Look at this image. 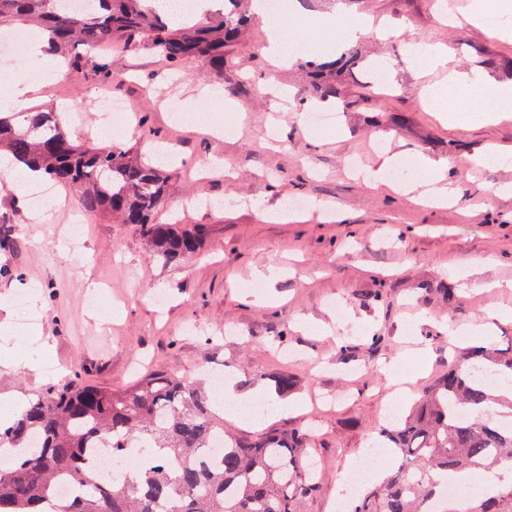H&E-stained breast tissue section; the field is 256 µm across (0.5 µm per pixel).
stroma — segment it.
I'll use <instances>...</instances> for the list:
<instances>
[{
    "instance_id": "35a3bbf8",
    "label": "stroma",
    "mask_w": 512,
    "mask_h": 512,
    "mask_svg": "<svg viewBox=\"0 0 512 512\" xmlns=\"http://www.w3.org/2000/svg\"><path fill=\"white\" fill-rule=\"evenodd\" d=\"M479 0H288V28L297 38L319 40L325 21L367 14L405 31L404 38L366 36L338 43L355 51L358 67L336 76L339 96L329 110L338 126L310 133L305 113L318 101L300 64L271 71L265 58V25L253 17L244 39L224 52L223 70L206 59L185 60L170 72L146 47L111 53L112 91L133 109L135 121L115 141L138 149L156 145L173 153L166 167L173 204L189 197L204 208L181 211L184 228L203 225L200 250L168 264L148 249L139 229L105 214H80L82 236L68 234L76 193L55 189L32 223L13 193L0 189V356L15 362L46 358L57 366L40 377L0 367V396L68 380L120 391L151 372L190 374L228 370L239 391H273V376L295 377L292 401L300 411L268 413L264 426L242 419L229 425L245 435L297 428L311 436L320 472L302 512H332L348 467L384 422L391 378H412L414 395L448 370L453 343L447 332L419 323L427 313L455 324L475 322L489 309H512V161L476 164L494 145L512 146V119L473 128H449L424 109L418 92L445 77L414 56L413 46L443 43L450 67L484 72L512 84V45L461 18ZM456 23H438V9ZM498 59L490 67L488 59ZM388 69L379 86L372 62ZM38 108L81 114L70 126L74 140L89 137L92 98L101 82L91 70L43 80ZM169 88L178 106L200 122H174L155 90ZM393 168H381L385 153ZM223 157L224 173L195 175L192 166ZM447 164L456 196L445 207L415 205L390 189L373 191L358 168L393 171L403 180H426L417 163ZM303 199L327 206L332 219ZM479 259L467 278L461 260ZM281 269L275 284L259 279ZM455 291L447 301L444 289ZM29 290L25 305L15 303ZM110 296L98 311L94 293ZM328 325V332L298 327L299 318ZM377 335L370 344L369 335Z\"/></svg>"
}]
</instances>
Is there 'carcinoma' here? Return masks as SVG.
Masks as SVG:
<instances>
[{
	"instance_id": "obj_1",
	"label": "carcinoma",
	"mask_w": 512,
	"mask_h": 512,
	"mask_svg": "<svg viewBox=\"0 0 512 512\" xmlns=\"http://www.w3.org/2000/svg\"><path fill=\"white\" fill-rule=\"evenodd\" d=\"M67 0H0V32L18 23L49 33L52 52L78 70L112 44L147 46L171 69L189 57H206L224 68V49L235 44L249 19L239 0L219 21L180 22L167 18L166 4L149 0H93L83 12ZM358 65L352 52L304 68L322 100L335 98L336 73ZM18 164L37 165L57 185L82 189L87 214L112 213L135 224L150 247L171 264L195 253L205 228L179 231L155 215L168 203L164 170L133 158L117 142L109 145L72 138L68 124L50 112L0 116V153ZM512 384V350L480 343L459 350L448 372L413 409L379 436L393 448L384 479L358 491L351 512H512V483L492 495L469 498L462 507L437 508L442 479L461 472L489 473L512 465V399L491 380ZM211 393L192 375L160 373L121 391L85 385L79 377L47 384L27 396L0 449L21 456L0 467V512H300L315 489L308 459V434L272 430L244 438L224 428ZM224 438L216 464L207 451ZM121 437L151 451L139 468L108 480L84 462L85 451ZM63 476L84 488L61 496Z\"/></svg>"
}]
</instances>
